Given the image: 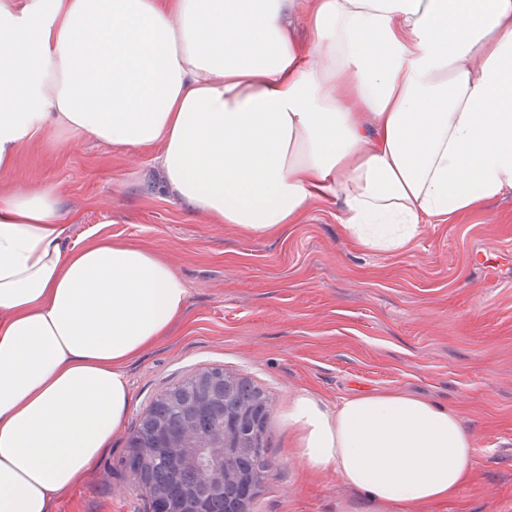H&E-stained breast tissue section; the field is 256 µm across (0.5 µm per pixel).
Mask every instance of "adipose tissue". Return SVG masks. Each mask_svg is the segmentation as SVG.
<instances>
[{
    "label": "adipose tissue",
    "mask_w": 512,
    "mask_h": 512,
    "mask_svg": "<svg viewBox=\"0 0 512 512\" xmlns=\"http://www.w3.org/2000/svg\"><path fill=\"white\" fill-rule=\"evenodd\" d=\"M158 149L191 212L249 238L315 202L399 254L512 192V0H0V175L47 134ZM50 185L0 193V512H54L130 413L126 373L189 288L136 241L75 243ZM312 474L427 504L466 482L457 411L400 392L285 415Z\"/></svg>",
    "instance_id": "ef3b65f1"
}]
</instances>
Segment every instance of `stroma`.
I'll list each match as a JSON object with an SVG mask.
<instances>
[{
  "instance_id": "obj_1",
  "label": "stroma",
  "mask_w": 512,
  "mask_h": 512,
  "mask_svg": "<svg viewBox=\"0 0 512 512\" xmlns=\"http://www.w3.org/2000/svg\"><path fill=\"white\" fill-rule=\"evenodd\" d=\"M156 155L46 140L0 178V190L55 186L72 239L140 240L190 288L183 317L129 364L134 405L108 452L56 512H146L123 463L130 433L162 391L212 367L269 395L275 468L251 512H512V193L384 256L355 247L322 202L273 238L210 223L165 192ZM301 390L329 404L396 391L448 405L476 436L469 479L418 506L312 477L284 419Z\"/></svg>"
}]
</instances>
